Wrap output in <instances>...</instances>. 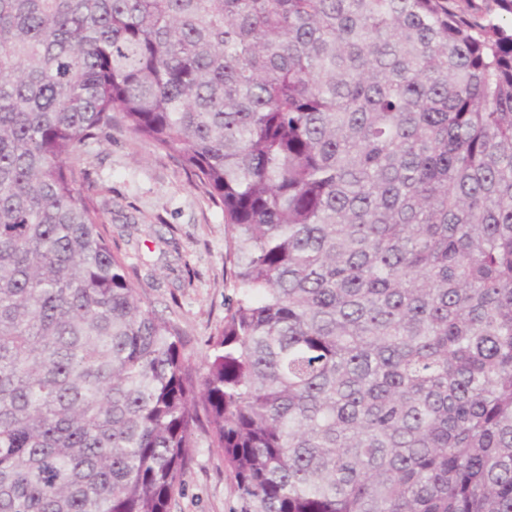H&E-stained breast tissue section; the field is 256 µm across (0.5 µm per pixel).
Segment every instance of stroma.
<instances>
[{"mask_svg": "<svg viewBox=\"0 0 512 512\" xmlns=\"http://www.w3.org/2000/svg\"><path fill=\"white\" fill-rule=\"evenodd\" d=\"M79 155L89 168L113 251L158 314L185 332L187 354L201 363L233 296L224 262L223 211L194 189L175 162L132 135H102ZM240 507L222 453L197 449L171 512H239Z\"/></svg>", "mask_w": 512, "mask_h": 512, "instance_id": "stroma-1", "label": "stroma"}]
</instances>
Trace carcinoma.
<instances>
[{
	"instance_id": "carcinoma-1",
	"label": "carcinoma",
	"mask_w": 512,
	"mask_h": 512,
	"mask_svg": "<svg viewBox=\"0 0 512 512\" xmlns=\"http://www.w3.org/2000/svg\"><path fill=\"white\" fill-rule=\"evenodd\" d=\"M512 0H0V512H512ZM224 210L203 367L86 143ZM197 448L184 484L174 495L171 512H239L241 501L217 448Z\"/></svg>"
}]
</instances>
